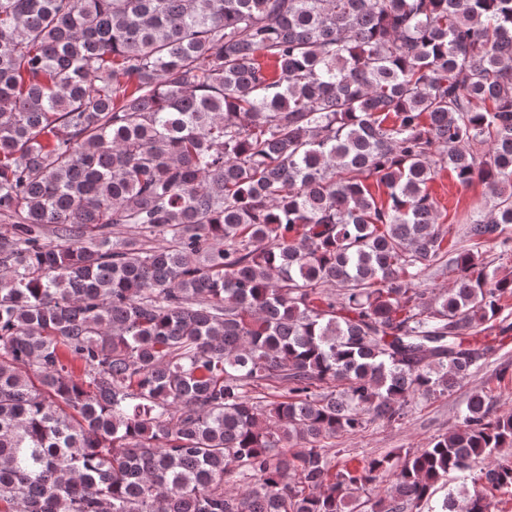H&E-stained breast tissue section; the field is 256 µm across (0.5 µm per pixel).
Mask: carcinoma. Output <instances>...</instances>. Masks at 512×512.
<instances>
[{
  "instance_id": "carcinoma-1",
  "label": "carcinoma",
  "mask_w": 512,
  "mask_h": 512,
  "mask_svg": "<svg viewBox=\"0 0 512 512\" xmlns=\"http://www.w3.org/2000/svg\"><path fill=\"white\" fill-rule=\"evenodd\" d=\"M443 170L493 198L447 247ZM0 220V512L512 489L481 390L402 457L331 453L512 329L482 255L512 242V0H0Z\"/></svg>"
}]
</instances>
